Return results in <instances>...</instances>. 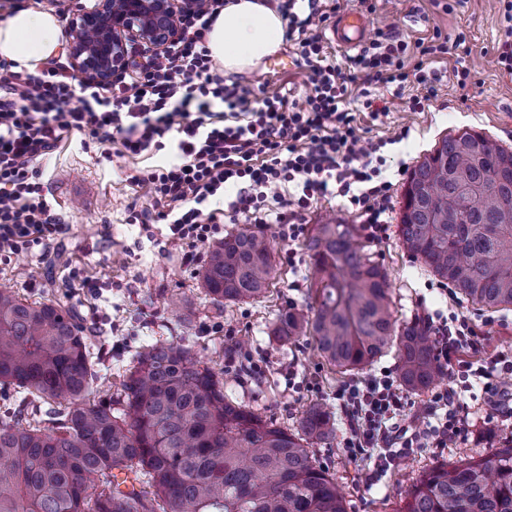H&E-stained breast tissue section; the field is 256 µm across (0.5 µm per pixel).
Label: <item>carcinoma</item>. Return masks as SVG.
Instances as JSON below:
<instances>
[{
	"mask_svg": "<svg viewBox=\"0 0 512 512\" xmlns=\"http://www.w3.org/2000/svg\"><path fill=\"white\" fill-rule=\"evenodd\" d=\"M404 191L403 248L467 300L512 305V151L477 132L442 138ZM311 305L281 312L282 344L314 339L341 373L389 354L399 383L448 376L428 318L394 317L388 274L355 224H316ZM270 236L244 225L208 252L201 282L218 304L260 299L274 278ZM92 329L59 303L0 287V386L30 419L0 416V512H346L311 448L336 418L310 406L293 431L224 396V381L179 344L139 352L117 390L99 391ZM398 512H512V447L429 469Z\"/></svg>",
	"mask_w": 512,
	"mask_h": 512,
	"instance_id": "carcinoma-1",
	"label": "carcinoma"
}]
</instances>
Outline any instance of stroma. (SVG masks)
Segmentation results:
<instances>
[{
    "label": "stroma",
    "mask_w": 512,
    "mask_h": 512,
    "mask_svg": "<svg viewBox=\"0 0 512 512\" xmlns=\"http://www.w3.org/2000/svg\"><path fill=\"white\" fill-rule=\"evenodd\" d=\"M371 31L392 26L408 45L442 33L448 39L462 35L466 50L425 61L426 76L436 77V95L424 110L408 104L423 95L422 86L396 89L371 85L384 99L389 113L370 119L356 115V133L363 140L383 142L392 181L386 238L367 240L368 253L386 269L391 283L394 314L409 320L420 315L448 317L456 312L478 325L484 354L512 352V309H482L456 294L403 249L399 236L407 170L413 169L444 136L475 131L512 149V74L499 62L508 22L503 0H461L445 11L439 0H391L368 16ZM282 64L275 69L259 65L235 80L254 95L287 94L304 102L311 87L307 68L294 42L284 41ZM472 70L466 87L451 73L459 60ZM408 134L393 136L400 128ZM176 149L166 145L139 157L123 154L119 142L102 145L73 137L52 153L33 161L46 198L70 230L60 241L35 246L0 261V286L14 288L32 301L55 302L79 313L110 352L99 366L100 377L119 382L132 358L156 342L181 344L205 366L223 372L224 392L255 411L295 429L305 409L315 403L338 411L336 392L347 380L335 372L317 351L311 337L293 345L277 343L270 328L283 309L309 307L311 259L303 240L274 234L276 275L260 301L219 306L201 286L200 272L207 245L194 260L170 238L165 224H131L130 211L152 209L147 186L133 183L140 172L173 162ZM470 429L464 438L445 448L417 449L404 465L377 474L352 461L341 439L314 450L316 461L344 486L346 512H396L404 492L430 467L453 463L463 456L481 457L512 444V420L493 413L481 388L467 394Z\"/></svg>",
    "instance_id": "35a3bbf8"
}]
</instances>
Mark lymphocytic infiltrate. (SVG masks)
<instances>
[{
	"label": "lymphocytic infiltrate",
	"mask_w": 512,
	"mask_h": 512,
	"mask_svg": "<svg viewBox=\"0 0 512 512\" xmlns=\"http://www.w3.org/2000/svg\"><path fill=\"white\" fill-rule=\"evenodd\" d=\"M320 0H283L288 33L297 39L309 70L312 93L305 103L286 96L257 97L226 83L214 68L206 35L224 0H196L179 14L175 40L146 63L130 62L110 83H74L64 62L51 59L41 68L13 70L0 59V257L50 243L66 227L53 212L30 164L79 134L99 143L119 140L125 152L139 156L169 133L178 136L180 163L135 176L155 202L153 213L130 212L131 224H165L172 239L188 249L216 239L222 231L217 211L207 210L210 197L227 182L240 189L228 209L252 220L270 203L284 202L277 213L282 237L294 241L305 230L300 218L325 197H343L358 209L369 238L382 239L391 202V181L381 176L386 159L381 143L362 140L355 132L352 103L371 118L386 115L368 90L369 84L404 87L417 82L425 96L413 97L409 109L422 110L434 97L422 72L423 59L447 53L439 37L418 42L420 62L406 68L407 45L393 32L376 39L346 64L325 50L319 30L332 14ZM231 124H224V117ZM296 191L283 199V185ZM435 354L451 377L482 379L488 395L499 392L496 369L486 364L482 336L466 317L451 315L436 328ZM345 425L344 447L351 460L375 458L384 469L407 459L422 437L436 447L465 434L466 406L455 390L435 393L428 414H440L427 433L404 424L406 395L389 374L336 394Z\"/></svg>",
	"instance_id": "f902f5d3"
}]
</instances>
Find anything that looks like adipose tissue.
<instances>
[{"instance_id":"1","label":"adipose tissue","mask_w":512,"mask_h":512,"mask_svg":"<svg viewBox=\"0 0 512 512\" xmlns=\"http://www.w3.org/2000/svg\"><path fill=\"white\" fill-rule=\"evenodd\" d=\"M286 35V21L269 0H227L207 34L212 59L225 71L242 72L275 53ZM61 47L54 17L31 8L0 21V50L18 69H34Z\"/></svg>"}]
</instances>
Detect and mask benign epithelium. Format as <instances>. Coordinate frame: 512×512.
<instances>
[{
  "mask_svg": "<svg viewBox=\"0 0 512 512\" xmlns=\"http://www.w3.org/2000/svg\"><path fill=\"white\" fill-rule=\"evenodd\" d=\"M178 0H112L77 15L71 30L70 56L80 71L106 83L129 64L131 47L167 46L178 33Z\"/></svg>",
  "mask_w": 512,
  "mask_h": 512,
  "instance_id": "benign-epithelium-1",
  "label": "benign epithelium"
}]
</instances>
